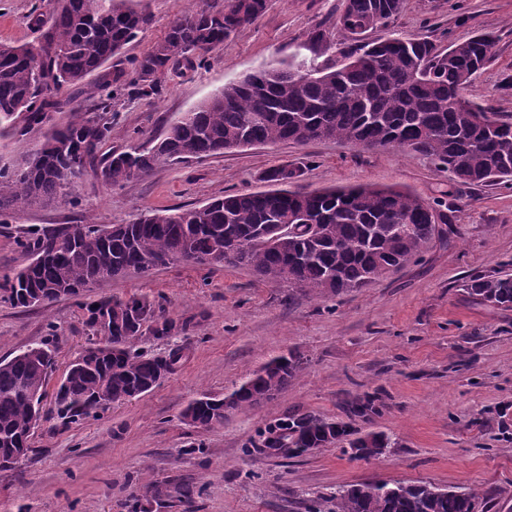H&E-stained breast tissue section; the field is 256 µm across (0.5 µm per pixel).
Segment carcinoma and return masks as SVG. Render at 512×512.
I'll use <instances>...</instances> for the list:
<instances>
[{"mask_svg": "<svg viewBox=\"0 0 512 512\" xmlns=\"http://www.w3.org/2000/svg\"><path fill=\"white\" fill-rule=\"evenodd\" d=\"M49 14L34 11L33 43L0 44V135H41L39 147L20 167L0 168V213L69 194L74 178L92 170L107 186L129 182L162 162H182L226 150L291 141L332 139L363 150L398 148L430 157L463 185L512 178V122L493 106L469 97L473 76L490 61L496 36L480 33L446 49L427 39L387 36L368 42L366 33L401 12L405 0H343L336 15L342 36L331 63L304 61L269 67L224 85L185 113L162 138L131 142L103 153L112 137V85L139 96L161 93L158 78L171 68L191 70L205 53L254 23L267 0H224L217 7L195 0L164 38L130 60L128 71L112 67L122 50L150 23L129 0H50ZM334 48L317 28L308 50L320 57ZM69 92L63 97L61 91ZM94 99L84 111L75 96ZM69 112L64 122L55 114ZM137 172H132V169ZM299 166H275L262 174L273 188L227 194L187 209L153 213L132 224L101 226L90 218L60 232L29 228L18 245L30 262L0 277V291L14 306L29 307L61 297L78 300L87 286L130 273L146 275L174 261L216 266L247 265L262 278L315 296L364 288L396 270L442 233L448 213L407 189L358 185L309 192L288 184ZM269 224H290L288 241L269 244L258 236ZM407 228L402 229L400 225ZM248 246L224 255L226 239ZM481 302L512 308V275H478L465 284ZM80 306L88 324L106 337L71 363L56 392L58 412L75 420L107 405L141 396L182 360L179 348L147 358L134 349L143 331L157 338L185 325L147 298L101 297ZM55 356L49 344L28 346L0 359V457L28 456L38 426ZM301 357H276L233 391L229 402L203 395L182 411L189 426L210 430L226 413L272 401L302 368ZM352 416L378 412L370 398L347 403ZM251 447L281 448L283 458L306 448L340 447L380 457L388 436L361 433L349 422L315 411L287 413L258 430ZM330 512H474L488 509L476 491L433 484L361 482L336 489Z\"/></svg>", "mask_w": 512, "mask_h": 512, "instance_id": "1", "label": "carcinoma"}]
</instances>
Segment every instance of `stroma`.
Instances as JSON below:
<instances>
[{"mask_svg": "<svg viewBox=\"0 0 512 512\" xmlns=\"http://www.w3.org/2000/svg\"><path fill=\"white\" fill-rule=\"evenodd\" d=\"M151 23L126 46L141 55L190 7L188 0H133ZM342 0H269L264 15L209 52L203 67L159 77L156 98L122 89L112 102L111 147L162 136L185 112L244 75L308 57L317 27L335 32ZM48 0H0V43L38 34L32 11ZM397 33L448 48L480 32L498 35L493 60L473 95L512 120V0H405L373 37ZM299 166L295 187L398 186L448 207L444 233L404 267L338 296L316 297L262 279L247 266L175 263L149 276L96 284L86 300L144 296L183 322L177 339L143 333L149 356L185 348L182 365L149 393L74 421L56 411L54 386L92 338L87 314L72 300L18 308L0 297V358L46 340L55 351L50 392L32 450L0 470V512H309L313 498L357 482L431 483L487 494L489 512H512V309L470 298L475 275L512 273V181L467 186L428 157L390 148L363 151L335 140L281 142L225 151L185 164L157 165L130 182L105 186L85 173L72 194L11 212L0 224V275L24 267L25 229L129 224L148 211L191 208L238 191H261L259 175ZM294 353L304 365L269 403L234 412L223 426L198 431L180 419L193 399L224 396L269 360ZM376 397L380 408L352 419L393 446L365 463L338 448L282 459L250 442L287 410L346 419L345 403ZM194 486L192 498L151 499L147 484Z\"/></svg>", "mask_w": 512, "mask_h": 512, "instance_id": "stroma-1", "label": "stroma"}]
</instances>
